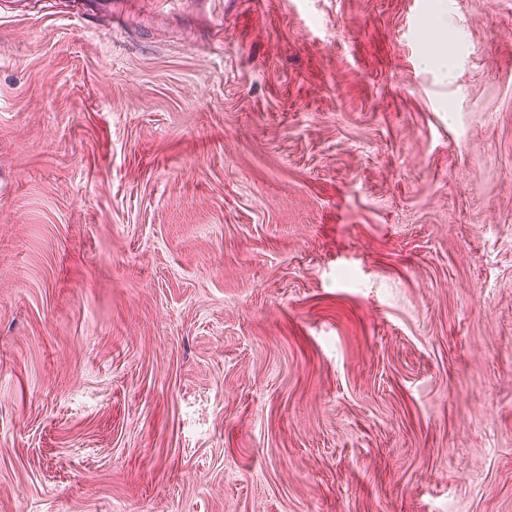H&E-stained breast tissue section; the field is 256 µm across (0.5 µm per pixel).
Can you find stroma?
Returning a JSON list of instances; mask_svg holds the SVG:
<instances>
[{
	"label": "stroma",
	"instance_id": "stroma-1",
	"mask_svg": "<svg viewBox=\"0 0 512 512\" xmlns=\"http://www.w3.org/2000/svg\"><path fill=\"white\" fill-rule=\"evenodd\" d=\"M68 2L0 12V512H512V0Z\"/></svg>",
	"mask_w": 512,
	"mask_h": 512
}]
</instances>
